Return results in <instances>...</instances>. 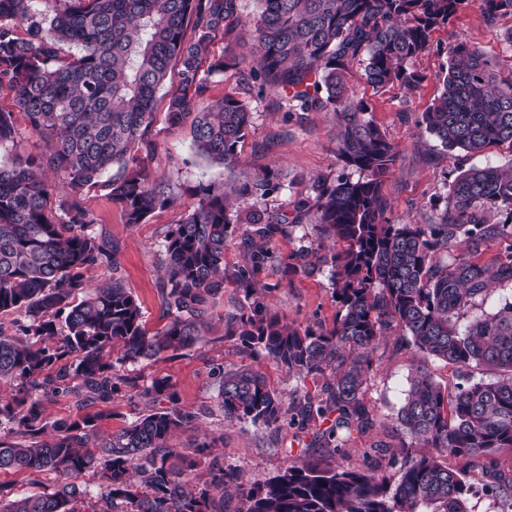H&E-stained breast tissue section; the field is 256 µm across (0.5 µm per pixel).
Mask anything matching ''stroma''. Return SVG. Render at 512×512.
I'll return each instance as SVG.
<instances>
[{"instance_id": "obj_1", "label": "stroma", "mask_w": 512, "mask_h": 512, "mask_svg": "<svg viewBox=\"0 0 512 512\" xmlns=\"http://www.w3.org/2000/svg\"><path fill=\"white\" fill-rule=\"evenodd\" d=\"M511 28L510 17L487 24L478 0H468L447 27L433 31V51L411 60V68L425 77L419 89L411 91L394 85L376 92L363 79H352L355 96L368 101L375 121L398 149L393 172L383 186L388 215L395 223H432L449 183L461 170L488 162L512 165V147H494L482 155L451 153L417 125L441 91L438 76L447 64L449 45L465 41L490 55L506 58L512 56V47L502 35ZM227 95L245 101L251 110L252 127L241 147L242 162L238 167L230 170L196 156L189 124L172 126L166 122L167 97L161 92L157 95L152 127L156 148L147 167L152 176L169 180L174 204L155 211L145 223L131 226L104 189L92 190L85 198V205L95 218L93 232L107 235L120 245L119 274L137 297L146 328L152 333L162 330L168 322L163 315L162 295L164 239L196 205L192 188L219 186L252 176L268 166L278 173L281 190L265 198L247 200L246 205L257 210H286L307 191L314 178L344 177L355 181L362 177L360 171L344 166L336 156V120L332 113L289 111L287 103L276 94H258L256 86L242 83L233 69L213 77L208 92L212 100ZM247 231V225H236L234 242L224 253V287L215 298L212 320L201 342L168 350L159 361L142 358L125 362L121 347H114L111 356L118 361L114 370L117 390L111 400H96L83 406L78 396H58L45 401V421L70 422L93 415L97 418L98 435L110 437L151 411V403L138 396V386L165 378L172 384L176 406L199 416L191 428L173 434L170 447L184 455L191 454L203 442L215 449L214 455L195 459L194 473L199 482L210 480L213 464L218 461L240 475L245 489L255 490L291 463L323 460L335 462L339 469L347 471L371 468L382 474L388 484H396L404 465L417 453L413 439L396 422L412 378L425 371L442 387L451 389L462 376L455 366L414 346H397L395 336H388L375 351L374 372L364 400L372 426L342 431L340 445L315 440V427L311 424L300 428L283 421L268 427L225 421L218 404L220 379L213 373L214 366L230 371L249 365L261 370L288 406L307 395L323 397L329 380L325 374L304 379L290 375L264 353L251 352L239 337L225 335V316L236 312L244 301L233 275L245 263L239 243ZM261 282L259 296L270 310L286 313L290 320L302 325L318 322L327 328L333 326L339 306L330 268L321 267L312 276H299L288 283L282 281L277 266L271 265L262 274ZM55 485L54 476L46 472L2 471L0 499L8 501L49 491Z\"/></svg>"}]
</instances>
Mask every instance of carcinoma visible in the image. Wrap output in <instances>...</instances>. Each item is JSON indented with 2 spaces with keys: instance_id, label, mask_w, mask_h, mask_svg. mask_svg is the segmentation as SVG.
Here are the masks:
<instances>
[{
  "instance_id": "carcinoma-1",
  "label": "carcinoma",
  "mask_w": 512,
  "mask_h": 512,
  "mask_svg": "<svg viewBox=\"0 0 512 512\" xmlns=\"http://www.w3.org/2000/svg\"><path fill=\"white\" fill-rule=\"evenodd\" d=\"M464 0H262L256 20V67L244 80L258 92L273 91L302 112L336 116V154L345 166L366 173L355 182L318 178L292 209H243L239 201L281 189L265 167L230 186L191 190L198 202L169 231L162 332H147L141 306L126 288L119 247L90 230L88 190L101 184L126 223L141 224L172 201L170 184L151 177L145 161L153 150L156 93L172 70L166 119L192 118L195 153L211 163L235 167L238 146L251 127L245 101L226 95L204 109L212 77L243 69L245 60L225 51L217 38L241 23L237 0H0V87L12 92L15 111L0 110V148L14 141V113L48 148L0 164V314L23 310L15 333L0 327V470L47 472L54 490L0 502V512H216L208 486L173 463L168 446L189 428L195 413L174 407L141 416L121 433L101 439L96 418L52 424L54 435L39 440L44 397L81 389L109 400L110 352L123 344L124 358L159 359L173 347H191L211 317L224 285V251L232 224H251L244 239L249 261L235 280L245 304L224 321V335L237 336L298 377L330 372L326 401L309 398L297 424L333 423L321 437L332 440L354 422H368L363 405L373 372L374 351L393 328L402 342L458 368H485L496 378L450 392L426 372L412 379L397 423L421 448L389 487L369 470L345 471L317 462L293 463L264 487L240 493L237 512H469L480 492L497 512H512V477L487 469L475 476L450 469L446 456H486L512 447V299L494 312L461 323L493 283L512 282V245L492 265L473 256L512 239V166L487 163L461 172L433 224H396L382 192L398 157L372 109L349 92L351 68L363 65L374 89L397 83L415 90L424 76L409 62L431 49V33L459 11ZM485 21L512 16V0H480ZM419 126L448 151L482 154L512 145V66H501L477 46L458 42L448 49L442 88ZM51 171L59 184L44 179ZM294 224L318 226L316 246L294 250L279 262L281 278L333 271L340 304L331 329L305 326L267 309L254 298L257 277L274 257L264 243L287 237ZM466 240L468 254L455 255ZM338 248L323 250L322 240ZM103 267L106 285L91 287L83 271ZM64 316V326L55 319ZM78 360L79 387L58 363ZM219 404L224 419L275 426L284 418L280 394L252 367L224 372ZM154 402L174 401L170 382L140 387ZM29 437L27 443L11 435ZM94 469L96 494L70 479Z\"/></svg>"
}]
</instances>
